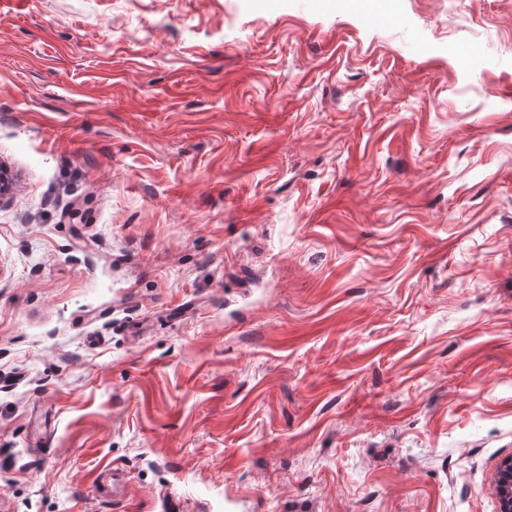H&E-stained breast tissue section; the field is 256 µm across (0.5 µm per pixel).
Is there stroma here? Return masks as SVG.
<instances>
[{
	"label": "stroma",
	"mask_w": 512,
	"mask_h": 512,
	"mask_svg": "<svg viewBox=\"0 0 512 512\" xmlns=\"http://www.w3.org/2000/svg\"><path fill=\"white\" fill-rule=\"evenodd\" d=\"M0 167V512H497L512 0H0Z\"/></svg>",
	"instance_id": "obj_1"
}]
</instances>
